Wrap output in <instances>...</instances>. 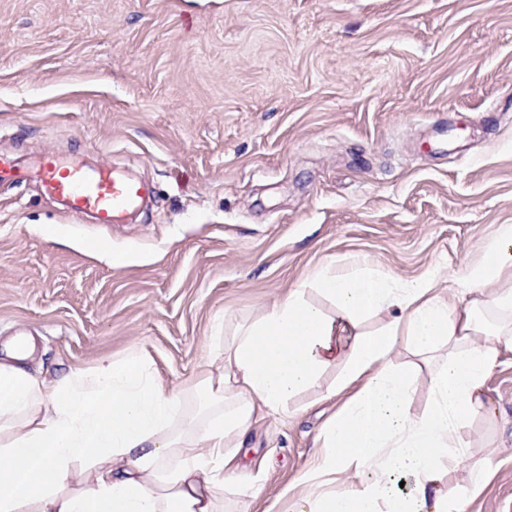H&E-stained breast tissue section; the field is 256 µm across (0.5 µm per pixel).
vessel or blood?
<instances>
[{
  "label": "vessel or blood",
  "instance_id": "obj_1",
  "mask_svg": "<svg viewBox=\"0 0 512 512\" xmlns=\"http://www.w3.org/2000/svg\"><path fill=\"white\" fill-rule=\"evenodd\" d=\"M36 179L49 195L62 199L72 215H92L95 223H123L138 208L145 186L109 166L90 167L80 161L67 162L56 152L39 154L33 166L18 164L0 154V183Z\"/></svg>",
  "mask_w": 512,
  "mask_h": 512
}]
</instances>
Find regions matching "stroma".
Instances as JSON below:
<instances>
[{
	"instance_id": "obj_1",
	"label": "stroma",
	"mask_w": 512,
	"mask_h": 512,
	"mask_svg": "<svg viewBox=\"0 0 512 512\" xmlns=\"http://www.w3.org/2000/svg\"><path fill=\"white\" fill-rule=\"evenodd\" d=\"M47 148L143 178L154 202L105 226L0 185V362L32 339L25 367L51 380L137 348L177 390L216 320L320 264L432 272L455 295L512 224V0H0V151ZM334 377L252 428L248 512H288ZM482 391L441 477L450 512H512L511 350Z\"/></svg>"
}]
</instances>
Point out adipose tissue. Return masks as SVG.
Here are the masks:
<instances>
[{
	"mask_svg": "<svg viewBox=\"0 0 512 512\" xmlns=\"http://www.w3.org/2000/svg\"><path fill=\"white\" fill-rule=\"evenodd\" d=\"M512 225L499 229L479 264L461 279L456 300L435 275L409 283L369 265L310 276L333 304L313 305L293 288L234 332L217 327L219 354L197 378L169 389L138 350L101 357L54 380L29 373L22 353L0 363V512H223L224 487L239 480L240 451L259 421L287 415L322 372L344 370L325 398L343 396L318 440L325 452L304 470L307 495L291 512H447L442 472L465 458L464 424L484 407L481 387L502 351L512 350ZM509 316L484 344L487 309ZM387 314L363 333L365 319ZM435 359L430 400L410 407L416 369L392 358L400 348ZM359 485L321 490L344 465ZM411 495L394 492L397 477Z\"/></svg>",
	"mask_w": 512,
	"mask_h": 512,
	"instance_id": "1",
	"label": "adipose tissue"
}]
</instances>
